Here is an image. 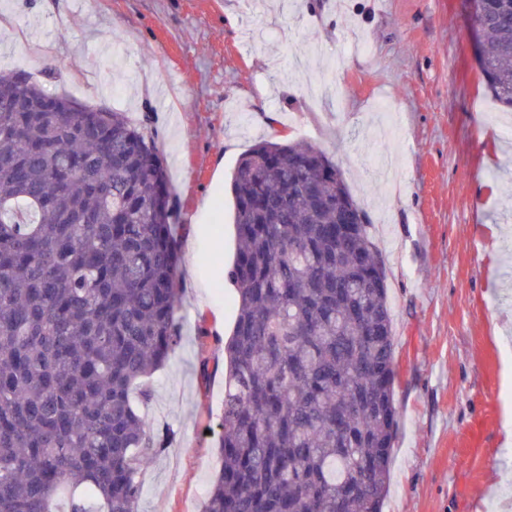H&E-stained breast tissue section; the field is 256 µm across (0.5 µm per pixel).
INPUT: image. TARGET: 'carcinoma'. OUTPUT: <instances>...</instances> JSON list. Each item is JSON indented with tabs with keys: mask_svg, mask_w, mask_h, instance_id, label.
I'll use <instances>...</instances> for the list:
<instances>
[{
	"mask_svg": "<svg viewBox=\"0 0 512 512\" xmlns=\"http://www.w3.org/2000/svg\"><path fill=\"white\" fill-rule=\"evenodd\" d=\"M477 65L512 107V0H480ZM0 75V512H138L173 443L138 404L181 342L163 159L108 108L48 112ZM238 313L221 467L202 512H382L398 427L387 277L341 170L287 137L232 174ZM343 419L351 435L336 431Z\"/></svg>",
	"mask_w": 512,
	"mask_h": 512,
	"instance_id": "cac0c4a2",
	"label": "carcinoma"
}]
</instances>
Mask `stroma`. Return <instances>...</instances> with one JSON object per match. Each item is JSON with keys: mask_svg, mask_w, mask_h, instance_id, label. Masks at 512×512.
Segmentation results:
<instances>
[{"mask_svg": "<svg viewBox=\"0 0 512 512\" xmlns=\"http://www.w3.org/2000/svg\"><path fill=\"white\" fill-rule=\"evenodd\" d=\"M12 71L150 115L176 194L182 342L143 408L176 439L143 471L140 512H200L220 467L230 178L285 135L341 169L386 269L399 426L383 512H512V131L466 0H0Z\"/></svg>", "mask_w": 512, "mask_h": 512, "instance_id": "1", "label": "stroma"}]
</instances>
